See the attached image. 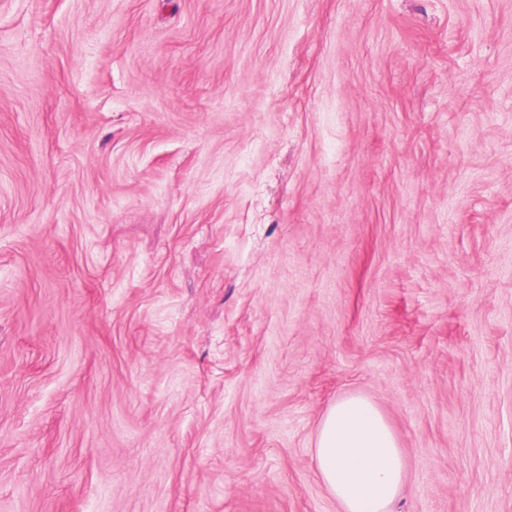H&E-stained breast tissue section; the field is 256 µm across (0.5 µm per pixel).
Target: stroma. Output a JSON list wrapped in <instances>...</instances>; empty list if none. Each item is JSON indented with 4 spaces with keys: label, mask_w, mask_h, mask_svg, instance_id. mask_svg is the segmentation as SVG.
I'll list each match as a JSON object with an SVG mask.
<instances>
[{
    "label": "stroma",
    "mask_w": 512,
    "mask_h": 512,
    "mask_svg": "<svg viewBox=\"0 0 512 512\" xmlns=\"http://www.w3.org/2000/svg\"><path fill=\"white\" fill-rule=\"evenodd\" d=\"M512 512V0H0V512ZM314 458L344 512H394L406 461L384 417L366 398L349 395L328 406Z\"/></svg>",
    "instance_id": "35a3bbf8"
}]
</instances>
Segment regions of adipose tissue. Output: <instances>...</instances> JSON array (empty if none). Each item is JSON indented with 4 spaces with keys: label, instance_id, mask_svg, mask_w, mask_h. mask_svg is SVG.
<instances>
[{
    "label": "adipose tissue",
    "instance_id": "obj_1",
    "mask_svg": "<svg viewBox=\"0 0 512 512\" xmlns=\"http://www.w3.org/2000/svg\"><path fill=\"white\" fill-rule=\"evenodd\" d=\"M314 458L343 512H394L406 461L384 417L366 398L349 395L328 406Z\"/></svg>",
    "mask_w": 512,
    "mask_h": 512
}]
</instances>
